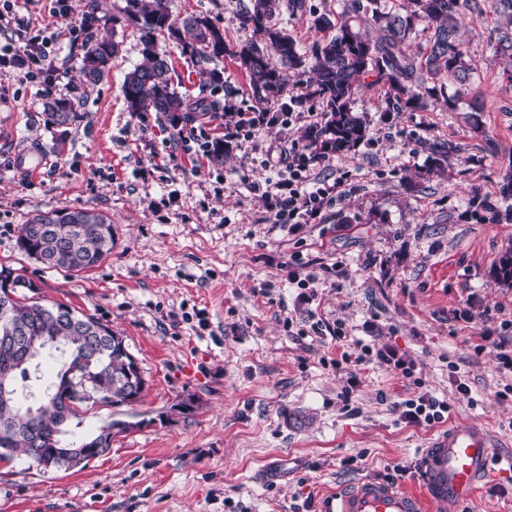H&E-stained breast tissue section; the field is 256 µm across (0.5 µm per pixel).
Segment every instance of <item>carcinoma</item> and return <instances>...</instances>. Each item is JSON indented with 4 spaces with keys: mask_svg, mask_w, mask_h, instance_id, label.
<instances>
[{
    "mask_svg": "<svg viewBox=\"0 0 512 512\" xmlns=\"http://www.w3.org/2000/svg\"><path fill=\"white\" fill-rule=\"evenodd\" d=\"M351 0L341 20L330 14L314 18L320 32L335 30L329 38L315 40L301 50L284 28L272 24L283 12L294 19L307 12V0H250L238 13L239 27L251 33L236 49L227 47L224 33L205 16L183 22L172 17L166 0H125L123 13L138 27L143 45L142 62L129 71L122 90L128 111L135 115L156 112L177 127L189 109L172 88L166 54L155 47L162 32L182 42L183 53L201 66L210 83L224 85L223 72L212 63L229 53L239 60L250 78L253 99L269 111L288 89L289 74H311L308 95L324 105L323 121L310 136V144L324 154H342L365 141L369 121L355 109L353 99L361 80L385 90L386 111L413 112L445 93L448 85L463 86L475 67L459 39V20L469 13L483 16L487 9L505 18L495 50L512 59V0H400L388 10ZM370 15L374 36L353 29L351 15ZM95 12L85 16L80 75L96 84L112 69L119 43L97 39ZM431 31L425 52L410 51L416 26ZM191 40L184 41L181 30ZM69 99L45 102L49 122L61 129L78 118ZM431 155L429 170H445L459 146L451 141L425 143ZM471 205L512 220V203L502 210L474 196ZM17 244L27 256L41 254L49 270L81 273L93 270L111 254L112 223L91 209L52 210L34 215L19 226ZM495 279L512 286V251L504 253L494 269ZM37 286L0 268V382L9 397L0 398V460L20 453L32 461L63 447L71 420L96 405L131 406L145 389L138 363L124 339L110 326L90 315L79 314L62 303L44 304L33 297ZM52 361L56 373L46 376L43 366ZM140 426L138 422L111 420L87 437L106 454L112 437Z\"/></svg>",
    "mask_w": 512,
    "mask_h": 512,
    "instance_id": "obj_1",
    "label": "carcinoma"
}]
</instances>
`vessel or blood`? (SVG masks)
I'll list each match as a JSON object with an SVG mask.
<instances>
[{
	"label": "vessel or blood",
	"mask_w": 512,
	"mask_h": 512,
	"mask_svg": "<svg viewBox=\"0 0 512 512\" xmlns=\"http://www.w3.org/2000/svg\"><path fill=\"white\" fill-rule=\"evenodd\" d=\"M493 445L485 429L472 421L450 424L427 447L422 460L424 495L365 479L326 512H426L450 502L470 500L489 474Z\"/></svg>",
	"instance_id": "1"
}]
</instances>
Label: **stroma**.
Here are the masks:
<instances>
[{
  "label": "stroma",
  "mask_w": 512,
  "mask_h": 512,
  "mask_svg": "<svg viewBox=\"0 0 512 512\" xmlns=\"http://www.w3.org/2000/svg\"><path fill=\"white\" fill-rule=\"evenodd\" d=\"M247 2L168 7L180 20L210 17L233 47L247 37L237 20ZM69 5L62 14L55 0H27L18 13L47 39L54 95L78 100L80 119L59 132L46 121L41 82L17 69L0 75V266L33 281L45 301L118 330L146 387L138 403L94 407L71 426L81 439L113 419L135 424L84 467L1 461L0 512H320L368 477L418 492L422 453L444 426L404 423L393 405L422 391L448 402L450 420L485 427L495 445L475 496L442 512H512V371L498 359L499 341L512 346V286L492 274L512 249V222L471 207L475 195L500 202L512 158V59L493 49L497 15L462 19L476 70L446 100L390 113L383 90L361 87L355 107L368 115V137L316 166L314 178L340 182L339 193L318 223L291 232L267 222L251 189L264 171L247 148L216 164L198 144L173 143L164 116L127 111L121 85L142 43L124 0ZM308 5L302 17L274 19L304 48L320 37L314 17H341L347 0ZM91 10L95 36L117 41L119 53L87 86L78 28ZM157 46L184 101L219 104L184 130L220 139L227 111H258L236 58L220 59L224 84L214 87L179 41L162 34ZM426 138L460 145L444 172H429ZM29 153L44 160L38 173L21 171ZM78 208L112 221L115 245L99 267L48 270L19 250L18 228L36 212ZM301 259L316 276L306 286L289 280ZM318 320L411 361L412 377L364 363L345 393L334 365L343 346L310 333ZM183 401L190 413H176ZM166 413L172 421L157 424ZM351 457L360 469L346 466Z\"/></svg>",
  "instance_id": "1"
}]
</instances>
